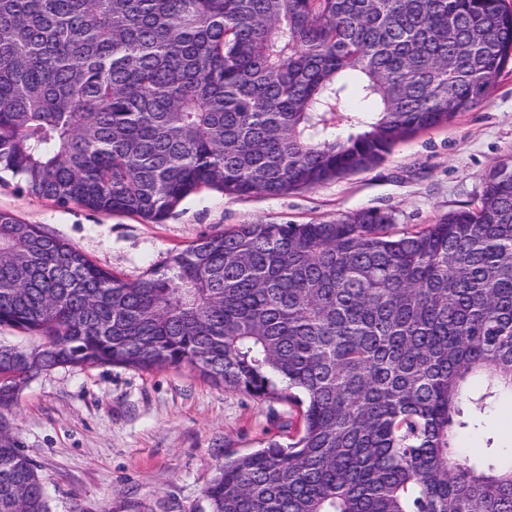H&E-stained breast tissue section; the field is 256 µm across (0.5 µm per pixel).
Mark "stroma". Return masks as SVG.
Here are the masks:
<instances>
[{"label": "stroma", "instance_id": "obj_1", "mask_svg": "<svg viewBox=\"0 0 512 512\" xmlns=\"http://www.w3.org/2000/svg\"><path fill=\"white\" fill-rule=\"evenodd\" d=\"M512 159V71L492 94L448 125L398 143L371 169L271 198L205 190L163 223L126 213L61 206L0 180V210L64 239L127 281L176 251L235 224L329 222L365 209L392 214L393 232L435 223L476 203L489 166ZM296 412L204 380L187 368L136 372L121 366L56 371L20 393L15 424L36 464L52 512H205L204 490L230 452L287 440ZM512 450V398L497 399L465 454Z\"/></svg>", "mask_w": 512, "mask_h": 512}]
</instances>
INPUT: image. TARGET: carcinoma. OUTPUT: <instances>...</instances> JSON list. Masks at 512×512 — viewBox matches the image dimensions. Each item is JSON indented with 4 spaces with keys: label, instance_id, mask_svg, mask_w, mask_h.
<instances>
[{
    "label": "carcinoma",
    "instance_id": "carcinoma-1",
    "mask_svg": "<svg viewBox=\"0 0 512 512\" xmlns=\"http://www.w3.org/2000/svg\"><path fill=\"white\" fill-rule=\"evenodd\" d=\"M506 0H0V173L65 206L166 220L365 171L484 101ZM238 224L126 282L0 210V512H51L11 410L57 369L190 368L300 424L228 454L208 512H512V456L459 432L512 394V163L479 202Z\"/></svg>",
    "mask_w": 512,
    "mask_h": 512
}]
</instances>
